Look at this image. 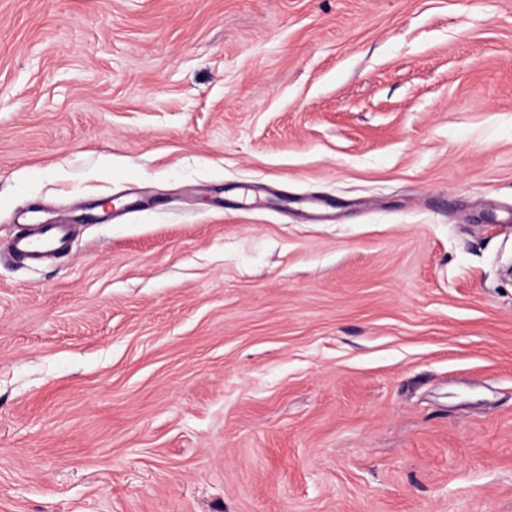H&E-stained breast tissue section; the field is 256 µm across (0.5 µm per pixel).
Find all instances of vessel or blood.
<instances>
[{
	"label": "vessel or blood",
	"instance_id": "vessel-or-blood-1",
	"mask_svg": "<svg viewBox=\"0 0 512 512\" xmlns=\"http://www.w3.org/2000/svg\"><path fill=\"white\" fill-rule=\"evenodd\" d=\"M72 226L66 220L53 224H28L19 229L10 254L28 266H40L53 257L70 252Z\"/></svg>",
	"mask_w": 512,
	"mask_h": 512
}]
</instances>
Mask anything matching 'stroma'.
I'll return each mask as SVG.
<instances>
[{"label":"stroma","instance_id":"1","mask_svg":"<svg viewBox=\"0 0 512 512\" xmlns=\"http://www.w3.org/2000/svg\"><path fill=\"white\" fill-rule=\"evenodd\" d=\"M511 263L512 0H0V512H512ZM72 226L65 219L54 224H26L15 234L9 252L27 266H41L57 255L70 252Z\"/></svg>","mask_w":512,"mask_h":512}]
</instances>
